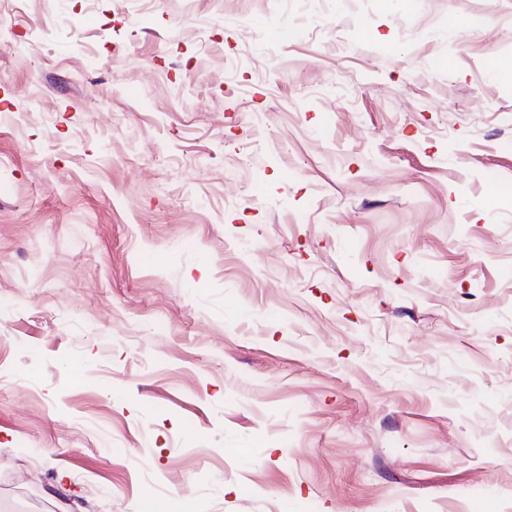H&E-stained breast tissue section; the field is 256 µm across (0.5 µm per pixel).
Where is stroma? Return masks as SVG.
Masks as SVG:
<instances>
[{"instance_id": "stroma-1", "label": "stroma", "mask_w": 512, "mask_h": 512, "mask_svg": "<svg viewBox=\"0 0 512 512\" xmlns=\"http://www.w3.org/2000/svg\"><path fill=\"white\" fill-rule=\"evenodd\" d=\"M0 512H512V0H0Z\"/></svg>"}]
</instances>
